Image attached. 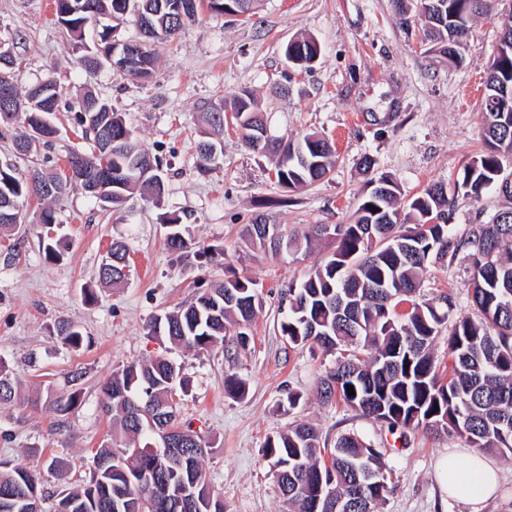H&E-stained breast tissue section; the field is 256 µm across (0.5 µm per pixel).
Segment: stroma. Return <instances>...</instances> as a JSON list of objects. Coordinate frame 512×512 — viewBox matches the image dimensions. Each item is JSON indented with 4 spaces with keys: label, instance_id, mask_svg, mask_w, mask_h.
Segmentation results:
<instances>
[{
    "label": "stroma",
    "instance_id": "obj_1",
    "mask_svg": "<svg viewBox=\"0 0 512 512\" xmlns=\"http://www.w3.org/2000/svg\"><path fill=\"white\" fill-rule=\"evenodd\" d=\"M500 36L495 14L478 18L461 62L453 63L422 44L417 26L400 24L392 0H258L253 17L241 21L202 4L175 38L152 42L153 75L139 80L107 65L87 75L56 21L54 0H0V42L13 56L0 75L22 92L45 81L61 91L50 117L58 136L32 141L18 168L62 173L71 149H89L77 115L90 91L122 113L142 149L158 158L164 178L160 202L134 194L118 212L72 190L54 202L56 222L49 226L38 221V200H24L19 228L0 231V372L20 392L17 403L0 407V461L40 473L45 512H54L66 483L89 480L92 451L110 438L101 385L123 364L156 357L174 360L189 381L177 419L214 441L202 467L227 512H285L263 445L300 422L318 427L328 444L355 432L382 453L391 482L381 512H470L435 477L439 458L472 452L465 438L422 430L402 438L339 403H322L317 383L332 357L290 344L280 323L289 286L329 250L322 242L306 250L299 238L311 225L349 221L368 189L363 158L398 183L405 201L443 184L454 201L448 222L461 235L512 203L491 188L477 203L459 192L465 165L482 148L484 81ZM302 38L321 47L308 69L285 56L286 45ZM244 90L257 100L272 135L314 130L328 138L337 154L328 177L284 191L271 158L247 149L237 129L209 130L207 108ZM205 137L223 147L218 167L206 173L195 162V145ZM166 212L179 216L199 244L223 248L224 257L175 260L160 220ZM259 216L280 225L295 245L276 257L251 249L244 229ZM115 240L127 246L128 277L105 287L98 270ZM49 244L60 259H46ZM230 265L256 281L262 297L248 348L220 344L194 353L148 335L151 318L222 282ZM469 279L461 254L429 269L423 294H452L454 316L473 317ZM61 322L80 327L83 347L57 338ZM230 373L247 380L244 397L225 395ZM74 391L79 402L64 412L43 399L30 401L37 393ZM291 391L302 399L288 409L283 402ZM59 469L67 481L57 480Z\"/></svg>",
    "mask_w": 512,
    "mask_h": 512
}]
</instances>
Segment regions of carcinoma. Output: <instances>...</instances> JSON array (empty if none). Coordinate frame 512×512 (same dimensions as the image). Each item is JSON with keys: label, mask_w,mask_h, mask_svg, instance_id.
Returning a JSON list of instances; mask_svg holds the SVG:
<instances>
[{"label": "carcinoma", "mask_w": 512, "mask_h": 512, "mask_svg": "<svg viewBox=\"0 0 512 512\" xmlns=\"http://www.w3.org/2000/svg\"><path fill=\"white\" fill-rule=\"evenodd\" d=\"M115 0H55L58 23L72 34V48L89 68L88 57H103L100 48L112 40ZM393 0L403 24L424 21L423 40L440 44V52L453 59L456 47L471 33V20L488 13L496 0ZM76 14L66 18L69 9ZM482 102L485 150L467 164L462 181L464 195L475 201L494 186L512 200V184L502 183L499 142H512V51L495 56L486 79ZM33 103L21 112H1L3 121L21 120L29 135L15 141L25 152L38 130L43 137L46 116L57 108L61 92L53 82L27 92ZM224 108L236 112L234 120L243 143L253 147L256 130L264 128L254 96L244 90ZM100 113L95 125L83 123L93 134L90 151L73 150L67 163L71 174L27 173L17 168L0 171V229L14 221L15 203L36 196L58 198L90 171L106 176L102 203L119 209L128 193L139 190L152 198L161 192L141 180L139 162L151 163L123 115L92 92L83 97L80 111ZM290 151L279 154L271 141L260 147L276 158L275 176L286 191L309 187L330 174L335 154L328 140L316 131L288 139ZM348 224H316L310 237H327L333 250L315 261L306 278L288 289V313L280 324L282 334L294 345L319 349L334 357V366L319 383L322 400H338L362 416L384 424L389 431L423 429L459 435L479 449L512 453V206L497 213L490 224H481L470 235L454 234L444 207L451 204L441 183L428 186L398 208L399 185L381 174L369 180ZM440 222L430 223V216ZM166 247L178 257L193 249L206 254L211 247H196L179 218L166 216ZM251 248L279 254L283 235L278 224L260 217L247 225ZM464 252L472 271L469 288L478 318L449 321L454 303L450 296L439 302H417L428 269ZM112 260L103 264L99 277L106 282L123 280L126 248L112 242ZM261 303L256 283L235 273L224 283L206 288L187 305L155 316L148 335L166 339L184 351L208 350L228 340L240 349L249 345L250 325ZM410 308L399 313L401 304ZM448 326L451 374L443 377L431 347L443 326ZM56 336L77 349L83 334L74 325L60 323ZM354 387L349 394L347 386ZM187 383L174 361L157 357L132 361L103 383L102 405L119 425L122 440L104 442L93 454L89 482L69 487L55 512H166L164 502L173 491L190 497L188 512H224V500L205 491L202 459L211 444L197 432L182 427L180 447L186 449L182 466H171L152 449L160 433L149 427L144 411L185 393ZM247 382L237 374L224 378V391L242 397ZM17 388L0 373V406L15 401ZM263 454L270 461L286 512H329L320 490L330 485L336 498L345 499L349 512H380L389 491L390 469L382 454L354 433L340 436L321 460L319 431L309 422L290 426L266 439ZM43 499L39 473L25 464L0 462V512H29L32 498Z\"/></svg>", "instance_id": "obj_1"}]
</instances>
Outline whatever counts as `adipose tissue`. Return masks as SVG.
Returning a JSON list of instances; mask_svg holds the SVG:
<instances>
[{"label": "adipose tissue", "instance_id": "obj_1", "mask_svg": "<svg viewBox=\"0 0 512 512\" xmlns=\"http://www.w3.org/2000/svg\"><path fill=\"white\" fill-rule=\"evenodd\" d=\"M438 474L450 497L475 507L495 492L499 480L497 467L475 452L449 453Z\"/></svg>", "mask_w": 512, "mask_h": 512}]
</instances>
